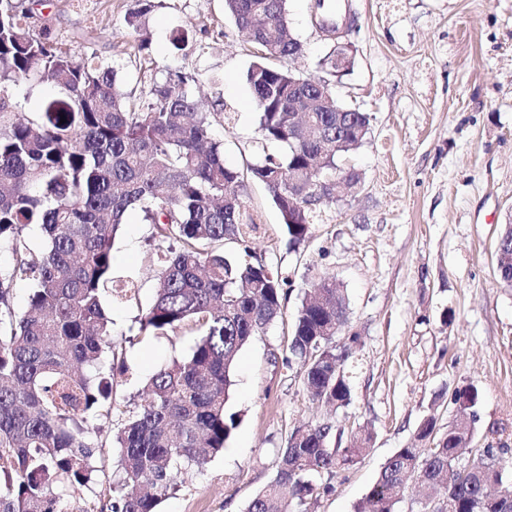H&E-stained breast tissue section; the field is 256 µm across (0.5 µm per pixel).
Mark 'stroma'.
Returning <instances> with one entry per match:
<instances>
[{
	"label": "stroma",
	"mask_w": 512,
	"mask_h": 512,
	"mask_svg": "<svg viewBox=\"0 0 512 512\" xmlns=\"http://www.w3.org/2000/svg\"><path fill=\"white\" fill-rule=\"evenodd\" d=\"M350 70L330 80L344 105L368 113L369 132L342 165L359 183L324 203L312 235L294 246L267 187L251 165L278 145L260 143L259 113L247 81L254 49L224 0H164L151 15L152 49L134 54L125 17L133 0H34L26 24L56 46L113 67L127 91L180 74L197 76L194 95L217 79L230 118L212 115L224 161L244 175V210L256 227L247 246L229 240L225 253L266 263L286 294L281 315L242 349L229 409L238 425L223 453L182 475L157 512H244L275 476L278 456L298 427L331 423L343 437L369 430L371 449L339 471L331 492L308 512H354L385 462L413 442L423 419L435 437L448 433L457 390L479 393L477 428L460 460L480 458L501 429L512 465V288L496 269L497 236L512 215V0H348ZM289 26L303 45L290 65L321 77L334 42L322 32L313 0H288ZM190 35L185 50L170 39ZM156 242L140 215H129L113 246L115 279L136 297H105L117 364L112 398L135 406L154 371L188 357L198 338L189 326L157 336L138 332L153 304ZM326 277L348 296V323L334 338L352 345L346 362L348 405L312 401L299 360H288L291 326L304 295ZM95 493L64 492L66 512H85L112 497L122 481L120 448L109 427L96 441Z\"/></svg>",
	"instance_id": "1"
}]
</instances>
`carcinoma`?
I'll use <instances>...</instances> for the list:
<instances>
[{
  "instance_id": "obj_1",
  "label": "carcinoma",
  "mask_w": 512,
  "mask_h": 512,
  "mask_svg": "<svg viewBox=\"0 0 512 512\" xmlns=\"http://www.w3.org/2000/svg\"><path fill=\"white\" fill-rule=\"evenodd\" d=\"M161 3L135 0L126 23L135 50L147 54L149 24ZM236 26L256 47L247 73L259 111L261 142L287 149L250 167L281 212L289 242L309 239L320 206L302 210L288 201L299 176L331 182L336 154L357 147L365 112H309L317 137L302 135L288 111V47L302 53L288 26V0H225ZM17 0H0V242L11 263L0 269V512H63V492L93 491L98 420L112 424L121 448L125 485L109 512H156L179 476L224 449L238 417L226 410L241 350L280 314L284 294L269 266L241 264L216 249L226 240L248 250L253 228L242 209L245 183L224 165V142L214 138L210 113L178 75L132 96L117 73L93 58L62 50L21 22ZM278 64H273V61ZM50 80L55 93L37 115L6 120L10 89ZM66 122H60V118ZM150 225L151 239L167 244L153 305L139 319L144 335L185 324L200 332L189 357L158 368L144 403L121 409L112 402L114 373L84 372L113 351L112 322L102 293L112 283V248L128 215ZM40 226L46 241L41 261L30 258L24 234ZM498 277L512 288V215L497 242ZM28 281L31 294L17 314L13 284ZM347 299L327 279L304 299L289 337V353L309 361L303 384L318 402L338 407L351 397L347 377H336V327L347 323ZM478 391L454 395L448 435L430 448L434 418L420 425L415 442L399 449L356 512H395L412 484L446 504L445 512H512V473L484 458L461 469L458 451L473 436ZM281 450L275 478L253 495L245 512H288L332 489L336 472L370 448L366 431L340 448L333 426L296 429Z\"/></svg>"
}]
</instances>
